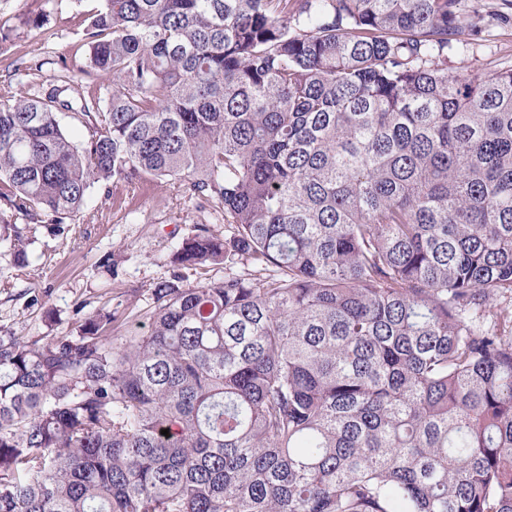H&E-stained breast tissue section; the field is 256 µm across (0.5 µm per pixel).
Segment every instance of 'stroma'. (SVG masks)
Segmentation results:
<instances>
[{"instance_id": "stroma-1", "label": "stroma", "mask_w": 512, "mask_h": 512, "mask_svg": "<svg viewBox=\"0 0 512 512\" xmlns=\"http://www.w3.org/2000/svg\"><path fill=\"white\" fill-rule=\"evenodd\" d=\"M54 12L33 30H13L15 15L35 13L40 0H0V26L11 28L0 43V95L51 88L54 75L78 72L86 63L83 29L97 0H55ZM460 11L479 28L464 46L448 53V71L470 80L512 68V0H461ZM129 207L118 209L105 190L90 189L85 211L90 222L69 233L50 225H16L31 237L28 265L14 270L6 243H0V329L28 338L62 336L76 321V307L124 311L119 333L146 332V310L157 282L170 279V256L183 238L205 224L217 235L226 228L216 213L165 184L131 190Z\"/></svg>"}]
</instances>
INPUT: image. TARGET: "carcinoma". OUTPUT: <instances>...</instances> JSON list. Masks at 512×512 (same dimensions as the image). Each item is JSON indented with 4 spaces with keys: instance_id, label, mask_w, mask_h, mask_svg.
<instances>
[{
    "instance_id": "obj_1",
    "label": "carcinoma",
    "mask_w": 512,
    "mask_h": 512,
    "mask_svg": "<svg viewBox=\"0 0 512 512\" xmlns=\"http://www.w3.org/2000/svg\"><path fill=\"white\" fill-rule=\"evenodd\" d=\"M458 4L101 0L112 86L0 102L1 229L163 182L229 231L144 333L0 334V512H512V68L448 74Z\"/></svg>"
}]
</instances>
